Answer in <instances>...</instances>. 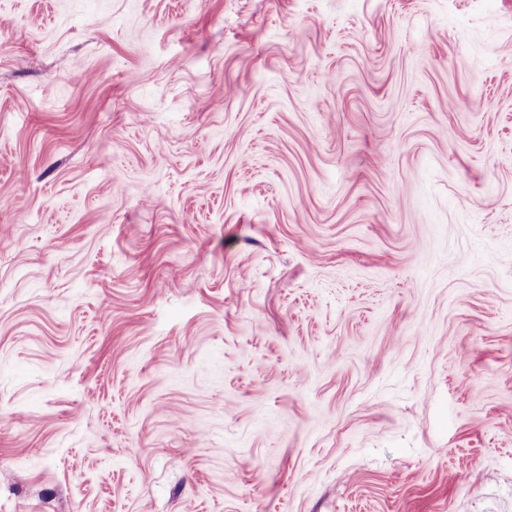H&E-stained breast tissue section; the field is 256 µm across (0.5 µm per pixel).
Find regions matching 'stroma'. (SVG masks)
<instances>
[{"label":"stroma","instance_id":"obj_1","mask_svg":"<svg viewBox=\"0 0 512 512\" xmlns=\"http://www.w3.org/2000/svg\"><path fill=\"white\" fill-rule=\"evenodd\" d=\"M1 239L0 512H512V0H0Z\"/></svg>","mask_w":512,"mask_h":512}]
</instances>
